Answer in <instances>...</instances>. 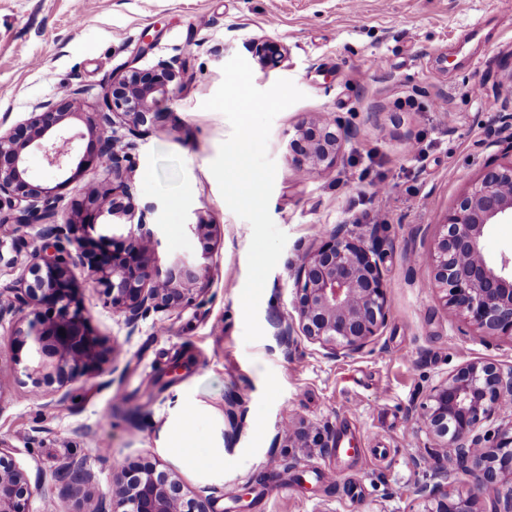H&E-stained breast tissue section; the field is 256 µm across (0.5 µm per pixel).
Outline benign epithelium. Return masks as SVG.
I'll return each mask as SVG.
<instances>
[{
    "mask_svg": "<svg viewBox=\"0 0 512 512\" xmlns=\"http://www.w3.org/2000/svg\"><path fill=\"white\" fill-rule=\"evenodd\" d=\"M185 80V71L164 60L150 70L124 69L104 88L101 111L85 112L81 90L68 87L0 132V212L20 227L48 225L51 238L28 255L33 281L16 289L13 300L0 301V325L15 324L12 335L19 346L30 344L25 369L37 388L63 386L102 352L115 351L92 336L89 316L74 301L77 269L88 267L105 286L112 311L124 318L130 336L151 314L190 304L193 287L207 281V264L179 257L164 268L151 264L158 246L149 222L155 206L136 211L122 202L132 174L124 162L135 144L117 135L116 126L134 131L146 125ZM72 118L85 130L71 127ZM109 132L112 139L95 159L104 182H88L83 202L58 220L60 199L31 182L27 154L40 151L63 176L85 163L78 141L104 139ZM353 140L336 117L315 113L289 144L291 165L305 174L322 172ZM503 221L512 222V158L489 164L448 212L435 246L433 287L444 292L449 318L461 316L484 336L512 340V257L493 262L484 247L485 228ZM116 226L127 228L119 246ZM293 271L297 317L279 323V344L300 334L329 357L347 356L366 348L386 324L388 295L376 250L354 240L349 225H336L319 247L303 250ZM42 303L51 304L56 315L42 317L37 311ZM503 414L507 423L479 431ZM411 420L428 438L425 451L413 458L415 467L426 470L415 488L421 512H483L480 500L491 489L492 512H512V365L470 360L457 366L429 387ZM129 471L126 466L115 473L112 494L100 498L94 512H216L208 486L189 499L178 475L156 463L140 468L131 484ZM453 474L464 477L466 494L448 490ZM33 496L26 472L0 442V512H30Z\"/></svg>",
    "mask_w": 512,
    "mask_h": 512,
    "instance_id": "1",
    "label": "benign epithelium"
}]
</instances>
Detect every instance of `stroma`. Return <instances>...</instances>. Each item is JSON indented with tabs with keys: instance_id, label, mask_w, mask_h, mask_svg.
Here are the masks:
<instances>
[{
	"instance_id": "35a3bbf8",
	"label": "stroma",
	"mask_w": 512,
	"mask_h": 512,
	"mask_svg": "<svg viewBox=\"0 0 512 512\" xmlns=\"http://www.w3.org/2000/svg\"><path fill=\"white\" fill-rule=\"evenodd\" d=\"M260 40L285 49L279 66L259 63ZM237 54L258 89L286 78L304 94L275 117L268 140L276 164L269 212L287 242L259 303L264 336L251 343L241 294L252 229L210 171L230 125L202 107ZM161 60L188 79L134 140L129 202L154 204L161 260L209 263L207 289L131 333L98 280L79 274L76 302L117 352L69 381L57 409L24 376L0 327V441L45 489L55 488L64 461L95 474L93 487L59 500L61 512H92L118 467L159 460L177 470L187 494L214 487L218 512H420L412 458L426 436L412 425L411 407L462 363L512 365V340L463 335L432 286L441 222L512 140L498 122L512 113V0H0V121L27 119L67 86L97 111L113 75ZM408 94L423 104L444 100V108L397 109ZM317 112L352 129L353 148L303 176L288 162V143ZM27 166L64 214L95 176L83 169L61 183L38 151ZM199 215L216 225L212 239L190 232ZM341 223L379 251L385 327L349 357H327L301 336L278 346L274 324L294 313L299 249L318 247ZM42 235L39 224H0V299L19 287L20 264ZM231 397L244 424L229 440ZM183 407L198 413L199 443L223 449V471H191L167 451ZM291 420L306 439L289 437ZM340 440L354 455H331ZM104 448L112 451L106 461Z\"/></svg>"
}]
</instances>
